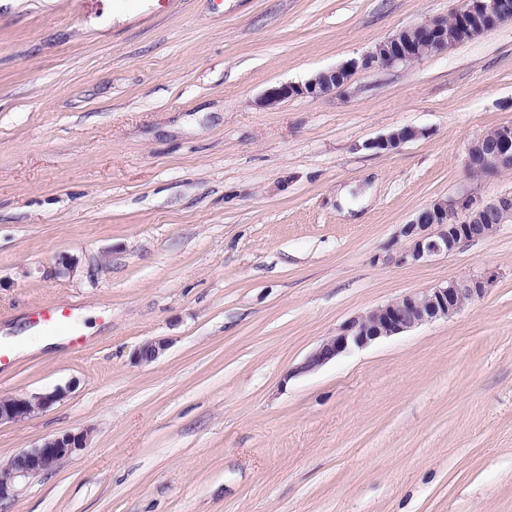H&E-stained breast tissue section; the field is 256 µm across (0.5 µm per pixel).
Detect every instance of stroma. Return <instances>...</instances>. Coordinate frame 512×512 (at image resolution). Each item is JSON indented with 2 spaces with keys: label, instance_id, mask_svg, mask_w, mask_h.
Segmentation results:
<instances>
[{
  "label": "stroma",
  "instance_id": "35a3bbf8",
  "mask_svg": "<svg viewBox=\"0 0 512 512\" xmlns=\"http://www.w3.org/2000/svg\"><path fill=\"white\" fill-rule=\"evenodd\" d=\"M459 4L0 0V396L63 392L0 424V463L89 433L0 512H512V223L377 260L435 200L512 195L465 166L512 122V21L259 103ZM486 268L456 318L296 373L352 317ZM62 305L83 349L15 351ZM358 67L359 62L353 60L340 67L320 72L302 85L282 84L271 87L261 97L260 104L265 107L275 106L294 96H319L339 89L346 84L351 73ZM422 135L420 129L413 126H404L390 132L387 135L379 136L365 143L366 148L377 151H395L404 144L411 142Z\"/></svg>",
  "mask_w": 512,
  "mask_h": 512
}]
</instances>
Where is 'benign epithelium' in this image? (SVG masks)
Wrapping results in <instances>:
<instances>
[{"mask_svg": "<svg viewBox=\"0 0 512 512\" xmlns=\"http://www.w3.org/2000/svg\"><path fill=\"white\" fill-rule=\"evenodd\" d=\"M495 17L502 22L512 20V0H463L450 18H429L402 29L379 43L362 61L347 62L313 76L302 85L282 84L265 91L260 104L268 107L294 96H319L346 84L359 66L390 68L411 63L427 54L448 48V29L464 39H473L486 28L474 24L480 17ZM423 132L404 126L364 144L367 149L395 151ZM465 166L468 170L487 172L512 171V123L498 126L489 139L481 134L467 147ZM507 216L512 217V195H501L490 201L462 195L439 199L421 209L403 225L397 238L403 243L388 246L383 260L398 266L413 265L442 254L453 253L462 243L491 235ZM495 275L485 270L465 278L421 291L408 293L381 305L367 315L352 318L334 336L323 340L297 367L307 373L326 365L339 355L364 348L385 337L411 330L441 319H452L494 283ZM165 349V342L148 340L134 352L137 363H151ZM63 392L0 397V423L27 419L57 401ZM88 432H66L26 450L0 467V501L14 494L19 480L35 477L55 469L64 460L86 447Z\"/></svg>", "mask_w": 512, "mask_h": 512, "instance_id": "7a95c632", "label": "benign epithelium"}]
</instances>
